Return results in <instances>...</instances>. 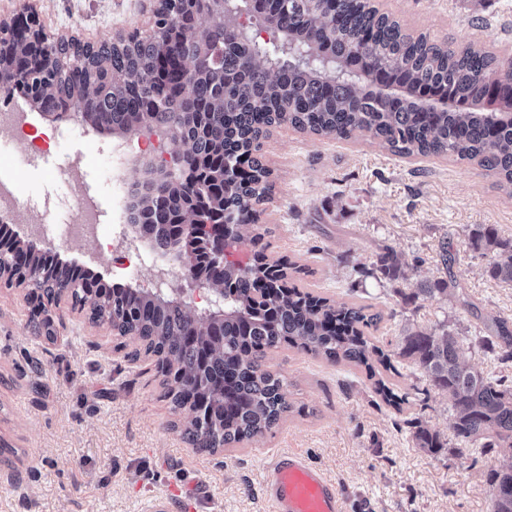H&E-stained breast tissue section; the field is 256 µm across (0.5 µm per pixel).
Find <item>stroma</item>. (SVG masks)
<instances>
[{"label":"stroma","instance_id":"stroma-1","mask_svg":"<svg viewBox=\"0 0 512 512\" xmlns=\"http://www.w3.org/2000/svg\"><path fill=\"white\" fill-rule=\"evenodd\" d=\"M406 27L494 52L512 61V0H381ZM47 33L95 44L146 31L147 0H33ZM489 19L481 29L474 17ZM51 148L33 167L21 165L22 143L0 144V169L11 172L21 201H52V224L65 223L74 200L57 177L72 151L87 156L88 179L101 202L100 240L121 237L141 255L137 270L116 254L94 273L110 284L154 288L158 258L128 226L124 204L133 183L155 175L158 157L143 142L166 143L162 130L126 134L81 125L80 137L57 134L56 120L33 115ZM109 155L111 179L100 173ZM274 173L259 219V246L273 260L298 265L289 284L332 305L360 304L382 314L374 341L394 354L402 338L447 324L461 360L512 384V362L481 347L493 320L512 326V283L492 280L486 257L468 244L471 229L490 224L512 239V197L494 177L450 155L398 156L362 136L321 138L284 124L263 144ZM448 246L452 264L439 252ZM392 249L404 278L374 266ZM451 277L454 297L422 300L420 282ZM134 342L62 298L36 308L26 286L0 284V512H272L263 469L283 450L303 456L335 482L342 512H491V482L512 466V449L486 454L460 445L453 409L424 372L396 358L377 375L401 397L386 403L361 369L289 345L268 351L266 368L285 379L291 405L262 437L209 454L177 429L154 361L134 356ZM439 433L438 453L419 448L410 422Z\"/></svg>","mask_w":512,"mask_h":512}]
</instances>
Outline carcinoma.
I'll return each mask as SVG.
<instances>
[{
  "instance_id": "carcinoma-1",
  "label": "carcinoma",
  "mask_w": 512,
  "mask_h": 512,
  "mask_svg": "<svg viewBox=\"0 0 512 512\" xmlns=\"http://www.w3.org/2000/svg\"><path fill=\"white\" fill-rule=\"evenodd\" d=\"M328 13L322 0H261L260 8L224 10L221 0H161L151 31L118 42H48L55 65L43 69L18 54L0 51V64H15L24 83L21 94L41 112L85 113L108 132H126L140 122L164 128L189 146V184L167 183L156 199L139 197L132 222L163 249L177 237L198 270L224 284V308L203 312L206 333L192 334L187 311L173 296L156 299L120 285L105 286L92 274L52 258L48 250L9 240L0 227V277L22 279L39 291L64 283L72 298L90 303V318L121 336H134L159 364L186 370L183 387L170 388L174 409L184 394L195 407L184 430L201 450L216 451L263 434L288 411L284 380L262 368L258 355L283 342L339 362L365 367L373 362L394 369L391 357L360 326L381 319L364 306L333 308L325 299L286 288L269 279L265 255L226 265L208 261L205 245L183 235L188 193L207 200L215 218L233 221L225 244L257 243L259 206L272 192L271 171L262 162V139L282 123L313 135L346 139L360 133L398 155L449 154L475 163L512 196V81L490 51L452 47L409 30L378 10L373 0H334ZM211 11V23L197 29L195 17ZM281 50L259 57L262 34ZM217 51L215 64L187 74V63ZM322 63L301 65L295 54ZM163 99L167 107L151 110ZM470 246L488 258L486 273L512 283V242L478 224ZM386 277L404 276L390 250L375 262ZM449 282L426 281L423 299L449 294ZM497 334L483 338L484 349L503 363L512 361V335L495 321ZM412 332L396 355L414 361L432 385L448 395L455 410L454 438L486 453L512 448V386L492 372L467 368L457 336ZM411 427L416 445L432 453L444 447L439 434L419 422ZM491 512H512V467L495 474Z\"/></svg>"
}]
</instances>
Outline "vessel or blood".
<instances>
[{
	"label": "vessel or blood",
	"mask_w": 512,
	"mask_h": 512,
	"mask_svg": "<svg viewBox=\"0 0 512 512\" xmlns=\"http://www.w3.org/2000/svg\"><path fill=\"white\" fill-rule=\"evenodd\" d=\"M263 488L275 512H340L335 483L295 453L276 455L263 472Z\"/></svg>",
	"instance_id": "1"
}]
</instances>
